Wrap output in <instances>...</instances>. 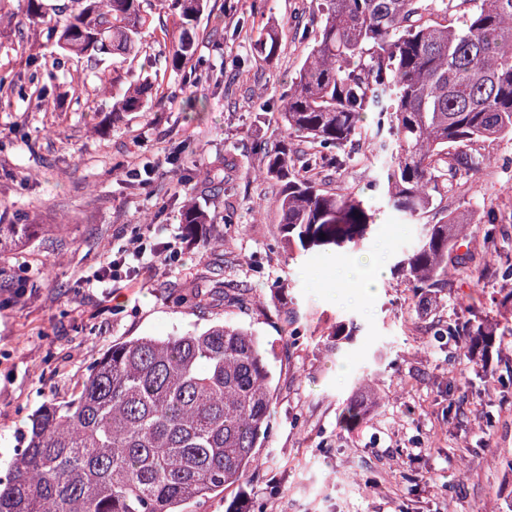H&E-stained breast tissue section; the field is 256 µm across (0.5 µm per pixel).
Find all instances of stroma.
<instances>
[{
    "label": "stroma",
    "instance_id": "stroma-1",
    "mask_svg": "<svg viewBox=\"0 0 512 512\" xmlns=\"http://www.w3.org/2000/svg\"><path fill=\"white\" fill-rule=\"evenodd\" d=\"M319 0H208L196 23L199 82L167 76L140 112L111 114V102L145 75L143 58L115 57L104 67L70 57L52 85L43 66L59 56L24 0H0V75L28 87L0 97V222L37 224L26 244L0 256V472L42 404L69 399L87 367L112 344L139 336L201 330L219 320L251 328L271 361L275 420L271 460L259 476L187 512H512V336H499L482 365L449 358L437 322L494 318V299L512 267V140L475 146L492 164L471 173L452 205L484 219L495 211L497 248L482 232L466 241L469 272L453 279L438 307L423 310L397 276L395 256L417 237L418 223L375 196L373 173L357 165L329 174L369 199L375 230L349 252L289 254L279 243L278 185L249 175L256 147L274 148L285 130L279 106L312 42L301 39ZM278 36L272 58L255 43ZM108 82L100 84L97 73ZM202 169L196 201L212 219L203 240L187 242L178 172ZM232 223H225L226 214ZM144 236L179 245L186 265L165 256L131 281L84 284L112 253ZM381 257L387 286L344 293L339 273L356 259ZM28 297L7 302L12 280ZM230 281L248 289L241 305L221 298L174 304V292ZM296 321L289 344L281 330ZM352 340L332 345L338 322ZM371 372L382 400L359 424L339 421Z\"/></svg>",
    "mask_w": 512,
    "mask_h": 512
}]
</instances>
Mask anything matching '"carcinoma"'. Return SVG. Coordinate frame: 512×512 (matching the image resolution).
Segmentation results:
<instances>
[{
    "label": "carcinoma",
    "instance_id": "obj_1",
    "mask_svg": "<svg viewBox=\"0 0 512 512\" xmlns=\"http://www.w3.org/2000/svg\"><path fill=\"white\" fill-rule=\"evenodd\" d=\"M146 0H72L64 23L45 0L26 14L47 25L64 54L94 58L140 53L151 24ZM207 0H167L173 40L164 70L186 72L194 22ZM313 44L282 99L286 139L261 152L257 176L280 184V243L302 254L355 250L375 216L353 190L321 175L350 161L365 142L375 168L370 186L404 218L422 225L395 264L421 298L451 289L450 268L470 222L444 204L459 179L479 167L471 147L512 139V0H322ZM160 69L125 91L114 112H134L159 85ZM186 233L210 219L195 203L182 210ZM36 224H0V245L20 244ZM497 328L470 321L434 335L466 336L468 357ZM273 419L272 372L261 339L219 321L200 332L140 336L94 361L75 395L31 415L23 445L0 478V512H184L265 465L261 448ZM361 419L347 405L340 423Z\"/></svg>",
    "mask_w": 512,
    "mask_h": 512
}]
</instances>
